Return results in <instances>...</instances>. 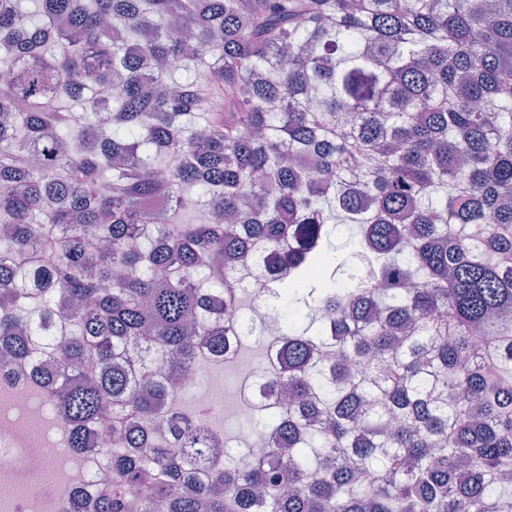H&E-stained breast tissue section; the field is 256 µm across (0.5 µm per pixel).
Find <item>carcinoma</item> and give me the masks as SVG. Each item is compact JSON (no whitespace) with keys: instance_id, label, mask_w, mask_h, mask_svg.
<instances>
[{"instance_id":"obj_1","label":"carcinoma","mask_w":512,"mask_h":512,"mask_svg":"<svg viewBox=\"0 0 512 512\" xmlns=\"http://www.w3.org/2000/svg\"><path fill=\"white\" fill-rule=\"evenodd\" d=\"M37 4L0 3V364L105 458L95 512H512V0ZM265 251L251 461L164 401L224 313L263 335Z\"/></svg>"}]
</instances>
